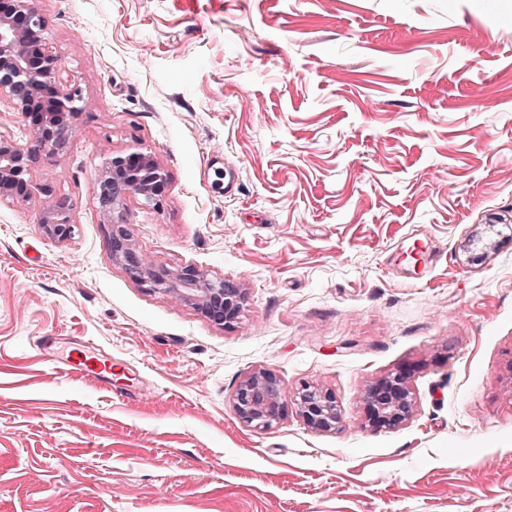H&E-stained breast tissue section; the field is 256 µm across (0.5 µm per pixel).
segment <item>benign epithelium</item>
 Wrapping results in <instances>:
<instances>
[{
  "label": "benign epithelium",
  "instance_id": "7a95c632",
  "mask_svg": "<svg viewBox=\"0 0 512 512\" xmlns=\"http://www.w3.org/2000/svg\"><path fill=\"white\" fill-rule=\"evenodd\" d=\"M45 20L33 0H11L0 12V97H6L23 116L40 112L41 119L27 130L23 142L0 137V202L26 200L32 192L44 197L39 224L58 241L68 239L76 219L73 204L48 184H32L31 174L40 164L68 144L73 121L81 112L78 90L57 79L59 59L43 48ZM166 184L160 161L140 147L107 153L95 180V200L101 222L110 226L112 260L145 290L169 295L206 318L232 325L243 309L244 293L237 285L211 277L194 265L156 268L140 258L126 220L127 201L154 202ZM372 424L395 428L408 421L415 409L409 376L398 371L380 379L364 397ZM293 404L306 424L318 432L336 429L341 422L334 394L305 384ZM233 407L248 427L268 430L288 412V393L270 370L248 374L238 385Z\"/></svg>",
  "mask_w": 512,
  "mask_h": 512
}]
</instances>
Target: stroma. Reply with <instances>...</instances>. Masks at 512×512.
<instances>
[{
	"instance_id": "obj_1",
	"label": "stroma",
	"mask_w": 512,
	"mask_h": 512,
	"mask_svg": "<svg viewBox=\"0 0 512 512\" xmlns=\"http://www.w3.org/2000/svg\"><path fill=\"white\" fill-rule=\"evenodd\" d=\"M34 5L82 94L35 179L77 224L0 203V512H512V0ZM136 145L167 174L127 203L140 255L240 285L233 327L113 262L95 177ZM421 235L431 270L397 267ZM86 345L111 388L61 365ZM402 368L412 418L371 427ZM262 369L336 430L245 426ZM293 404L297 413L315 431L335 430L341 422L336 398L331 391L304 384L294 396Z\"/></svg>"
}]
</instances>
